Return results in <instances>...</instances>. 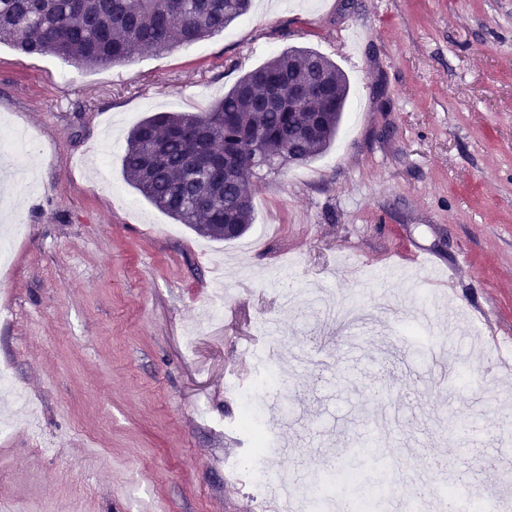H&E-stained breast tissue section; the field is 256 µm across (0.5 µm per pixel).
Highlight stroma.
Here are the masks:
<instances>
[{
	"label": "stroma",
	"instance_id": "stroma-1",
	"mask_svg": "<svg viewBox=\"0 0 512 512\" xmlns=\"http://www.w3.org/2000/svg\"><path fill=\"white\" fill-rule=\"evenodd\" d=\"M291 46L347 75L342 120L324 155L256 184L240 237L199 235L125 181L133 126L207 111ZM4 113L40 146L10 157L39 190L0 277V363L27 397L0 440V506L279 512L226 467L251 449L226 381L250 389L270 353L278 479L343 465L392 409L386 458L416 449V467L462 491L481 479L512 512L494 467L512 459V371L491 354L512 341V0H253L223 34L91 69L1 44ZM417 250L438 273L402 265ZM219 272L223 318L208 322ZM432 334L461 365L450 395L419 358ZM354 475L331 512L390 480L374 459Z\"/></svg>",
	"mask_w": 512,
	"mask_h": 512
}]
</instances>
